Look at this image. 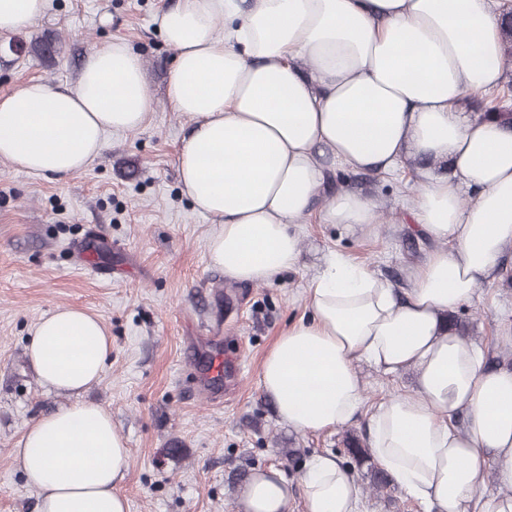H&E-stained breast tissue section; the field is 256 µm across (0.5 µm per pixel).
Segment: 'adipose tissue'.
<instances>
[{
  "mask_svg": "<svg viewBox=\"0 0 512 512\" xmlns=\"http://www.w3.org/2000/svg\"><path fill=\"white\" fill-rule=\"evenodd\" d=\"M47 4L0 0V34L42 18ZM500 19L497 0H178L157 18L175 51L167 103L189 125L182 190L216 224L207 258L226 277L269 283L299 267L298 226L310 214L378 224L379 197L340 189L323 200L328 164H416L408 214L434 247L408 267L406 290L324 255L310 313L265 357L260 385L280 422L319 433L362 409L358 363L414 372L413 389L372 410L367 446L425 512H512V367L488 368L483 347L446 321L499 277L512 245V130L462 107L503 79ZM153 109L141 57L114 41L86 58L73 86L35 80L0 99V159L72 175ZM110 350L101 323L70 307L28 339L42 385L75 395L101 380ZM14 456L38 512H128L118 485L129 450L101 406L39 417ZM297 499L304 512H358L361 488L327 451L294 483L275 468L254 473L238 510L289 512Z\"/></svg>",
  "mask_w": 512,
  "mask_h": 512,
  "instance_id": "ef3b65f1",
  "label": "adipose tissue"
}]
</instances>
